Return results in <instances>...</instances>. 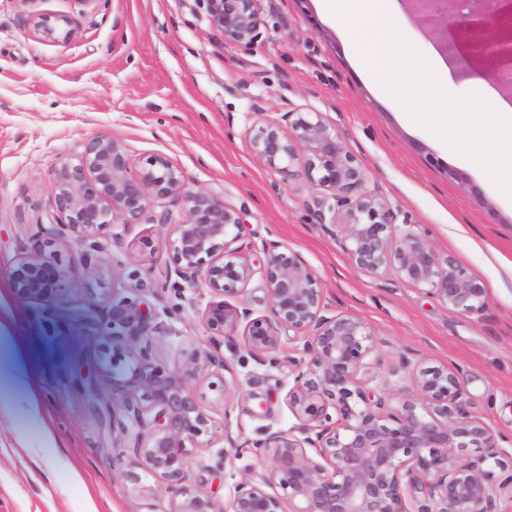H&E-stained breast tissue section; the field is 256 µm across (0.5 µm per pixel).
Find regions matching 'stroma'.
<instances>
[{
    "mask_svg": "<svg viewBox=\"0 0 512 512\" xmlns=\"http://www.w3.org/2000/svg\"><path fill=\"white\" fill-rule=\"evenodd\" d=\"M69 16L67 44L31 36V12ZM262 36L249 49L225 44L201 0H0V512H167L168 494L145 501L127 479L130 456L112 437L76 375L97 364L95 330L71 325L16 300L9 270L20 244L53 223L51 184L59 163L106 131L124 144L131 171L168 155L191 188L223 199L242 216L240 242L262 258L278 242L301 254L333 310L362 317L376 336L390 383L409 388L396 370L400 353L460 370L468 409L512 436V199L491 176L448 154L455 122L427 133L407 122L355 63L322 0H261ZM262 106L267 116L300 108L323 112L347 149L369 170L393 207L440 253L481 278L490 295L480 314L450 310L396 275L378 280L354 270L338 241L314 221L322 191L303 176L283 177L255 158L245 131ZM154 207L140 224L118 226V239L61 244L63 255L88 254L63 284L69 305L132 299L151 317L157 364L178 365L184 347L209 346L202 312L210 299L179 279L169 263L163 216ZM139 271L145 288L130 287ZM226 380L242 395L199 384L196 396L214 433L254 440L296 420L286 395L287 359L261 365L226 345ZM251 454L224 467L195 469L217 501L251 468Z\"/></svg>",
    "mask_w": 512,
    "mask_h": 512,
    "instance_id": "35a3bbf8",
    "label": "stroma"
}]
</instances>
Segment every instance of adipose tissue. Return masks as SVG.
Masks as SVG:
<instances>
[{
  "label": "adipose tissue",
  "mask_w": 512,
  "mask_h": 512,
  "mask_svg": "<svg viewBox=\"0 0 512 512\" xmlns=\"http://www.w3.org/2000/svg\"><path fill=\"white\" fill-rule=\"evenodd\" d=\"M335 19L351 54L376 90L398 103L406 120L431 130L446 121L472 96L491 107L485 119L465 121L453 145V157L469 162L471 150L481 152L494 172L501 195L512 198V103L482 76L463 74L434 51L415 61L407 50L400 25L398 0H322Z\"/></svg>",
  "instance_id": "obj_1"
}]
</instances>
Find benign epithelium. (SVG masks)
<instances>
[{
    "label": "benign epithelium",
    "mask_w": 512,
    "mask_h": 512,
    "mask_svg": "<svg viewBox=\"0 0 512 512\" xmlns=\"http://www.w3.org/2000/svg\"><path fill=\"white\" fill-rule=\"evenodd\" d=\"M210 25L224 43L248 48L260 38V0H203ZM435 24L441 46L461 68L489 72L512 95V0H409ZM33 37L66 43L75 29L67 16L33 13ZM251 153L270 169L297 167L324 190L314 203L317 223L337 228L357 270L376 279L395 273L447 308L481 313L489 306L484 281L435 250L408 219L370 185L368 170L343 146L323 113L293 109L264 118L246 131ZM55 223L37 225L10 273L22 303L45 308L62 301L68 267L59 242H86L114 226L138 224L161 201L180 206L166 223L175 275L210 295L202 319L210 348L189 347L166 369L152 353L148 315L127 299L106 309L85 308L77 321L94 324L99 379L81 377L106 426L138 429L131 449L132 491L145 500L161 485L166 512H503L512 491V439L495 432L466 408L459 371L440 364L412 374L415 398L393 406L400 391L380 375L382 359L370 326L357 314L330 312L318 278L301 255L264 244L254 267L237 245L239 212L215 195L188 187L182 169L156 154L130 172L123 143L108 132L89 138L63 161L51 186ZM265 282L269 314L255 315L243 295L255 270ZM242 344L260 364L283 356L292 366L288 408L297 424L254 441L239 442L210 429L194 387L216 377L227 381L217 348ZM134 346L131 357L124 350ZM122 393L121 413L112 393ZM221 445L217 465L251 453L259 468L237 482L227 504L190 484L194 456Z\"/></svg>",
    "instance_id": "obj_1"
}]
</instances>
